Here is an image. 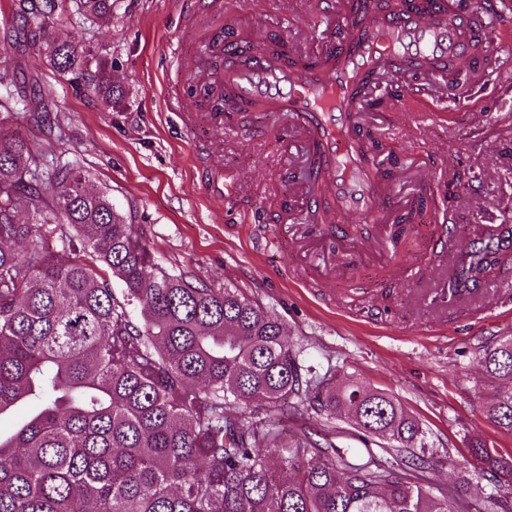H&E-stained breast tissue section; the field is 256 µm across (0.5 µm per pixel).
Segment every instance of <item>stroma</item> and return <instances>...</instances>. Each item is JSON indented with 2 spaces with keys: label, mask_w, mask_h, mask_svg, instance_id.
<instances>
[{
  "label": "stroma",
  "mask_w": 512,
  "mask_h": 512,
  "mask_svg": "<svg viewBox=\"0 0 512 512\" xmlns=\"http://www.w3.org/2000/svg\"><path fill=\"white\" fill-rule=\"evenodd\" d=\"M0 0V62L15 75L13 93L40 86L49 114L42 121L15 114L10 129L28 137L45 156L40 171L70 167L105 191L114 208L130 214L158 267L212 288L227 285L275 313L288 339L318 376L334 374L397 398L427 431L434 462L413 478L431 492L454 491L466 512H512V488L489 481L472 458L473 439L493 443L512 461V433L487 409L501 387L482 370L488 347L512 336V263L487 280L482 319L440 318L420 301V284L387 273L380 253L323 269L320 295L288 272L323 257L294 246L292 231L274 219L290 189L280 161L288 150L285 115L235 112L206 134L188 128L165 104L176 71L201 62L198 45L181 40L187 19L176 0H112L109 23L62 0L56 30L68 32L112 65L121 92L104 107L81 77L59 74L44 54L17 37V24ZM267 34L291 38L302 28L321 44L325 22L294 16L288 0H229L224 24L250 31L255 16ZM473 103L449 99L438 111L395 120L390 146L401 161L420 158L432 182L437 216H450L464 240L498 233L512 199V71L488 74ZM238 168L250 197L232 207L218 202L198 178L200 137Z\"/></svg>",
  "instance_id": "1"
}]
</instances>
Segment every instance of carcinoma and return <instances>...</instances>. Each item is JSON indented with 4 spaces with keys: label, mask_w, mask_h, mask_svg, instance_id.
I'll return each mask as SVG.
<instances>
[{
    "label": "carcinoma",
    "mask_w": 512,
    "mask_h": 512,
    "mask_svg": "<svg viewBox=\"0 0 512 512\" xmlns=\"http://www.w3.org/2000/svg\"><path fill=\"white\" fill-rule=\"evenodd\" d=\"M83 4L112 18V0ZM59 6L10 0L9 9L58 72L95 69L90 87L112 104L120 90L110 71L51 26ZM40 162L25 138L0 131V414L42 402L16 433L0 435V512H74L77 501L91 512H462L452 493L346 458L326 437H284L277 417L340 412L388 454L429 461L425 431L398 399L334 375L302 377L274 313L231 287L193 288L182 274L147 271L152 252L111 197L70 168L34 180ZM431 203L418 200L397 239ZM54 233L58 250L45 244ZM18 240L26 252L11 249ZM511 250L504 224L497 237L452 252L449 299L470 297ZM480 363L507 383L488 414L512 432V337ZM471 453L512 486L511 461L481 440Z\"/></svg>",
    "instance_id": "carcinoma-1"
}]
</instances>
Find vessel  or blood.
Here are the masks:
<instances>
[{"label": "vessel or blood", "instance_id": "vessel-or-blood-1", "mask_svg": "<svg viewBox=\"0 0 512 512\" xmlns=\"http://www.w3.org/2000/svg\"><path fill=\"white\" fill-rule=\"evenodd\" d=\"M182 2L191 21L186 33L202 41L206 52L198 75L179 80L207 90L204 98L193 99L189 123H212L222 115L227 95L251 112L287 113L290 137L305 144L308 174L294 184L297 207L282 211L278 221L296 225L304 241L315 235L311 224L324 197L336 201L337 224H375L377 241L404 212L392 199L398 169L372 165L362 151V116L375 109L372 96L355 93L362 82L406 75L408 83L390 84L387 111L426 112L436 90L447 88L451 70L467 71L470 85H478L501 39L512 34V0H485L489 22L479 27L464 8L453 14H423L403 6L391 12L372 9L357 24L345 0H303L304 11L329 22L318 50L308 51L302 38L294 40L297 56L318 61L316 70L306 71L287 64L259 40L249 57L225 54L219 0ZM204 177L215 198L230 204L243 198L240 176L225 173L223 165L208 164Z\"/></svg>", "mask_w": 512, "mask_h": 512}]
</instances>
